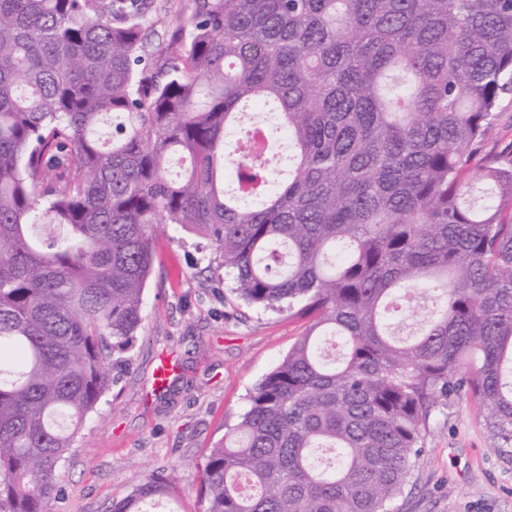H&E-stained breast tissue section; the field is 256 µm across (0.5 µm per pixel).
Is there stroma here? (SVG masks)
Returning a JSON list of instances; mask_svg holds the SVG:
<instances>
[{
    "mask_svg": "<svg viewBox=\"0 0 512 512\" xmlns=\"http://www.w3.org/2000/svg\"><path fill=\"white\" fill-rule=\"evenodd\" d=\"M128 361L85 420L61 468L48 512H111L149 476H174L180 512H203L206 448L237 423L246 395L284 357L308 320L236 298L203 237L159 236ZM177 373L154 387L161 357ZM395 512H512V440L482 409L454 399L435 413Z\"/></svg>",
    "mask_w": 512,
    "mask_h": 512,
    "instance_id": "obj_1",
    "label": "stroma"
}]
</instances>
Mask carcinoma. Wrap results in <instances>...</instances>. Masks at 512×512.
<instances>
[{"instance_id":"obj_1","label":"carcinoma","mask_w":512,"mask_h":512,"mask_svg":"<svg viewBox=\"0 0 512 512\" xmlns=\"http://www.w3.org/2000/svg\"><path fill=\"white\" fill-rule=\"evenodd\" d=\"M150 6L0 0V512H47L162 224L311 318L208 450L205 512H393L453 398L511 440L512 146H478L512 0H191L155 51Z\"/></svg>"}]
</instances>
